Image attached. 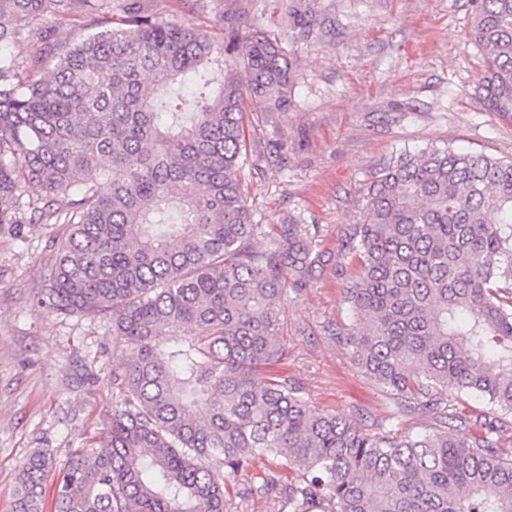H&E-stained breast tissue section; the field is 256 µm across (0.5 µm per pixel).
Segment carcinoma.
<instances>
[{"label": "carcinoma", "mask_w": 512, "mask_h": 512, "mask_svg": "<svg viewBox=\"0 0 512 512\" xmlns=\"http://www.w3.org/2000/svg\"><path fill=\"white\" fill-rule=\"evenodd\" d=\"M121 4L114 26L113 0H0V224L23 212L64 225L37 304L112 321L129 352L110 373L109 426L55 478L56 512H229L236 498L278 512H512L500 428L448 411L454 393L512 412V159L405 148L374 168L366 219L337 251L300 214L260 243L245 120L290 108L285 40L241 31L237 10L216 37ZM77 13L96 32L61 45L35 28ZM312 25L294 0L289 29L306 39ZM471 36L485 109L512 120V0H476ZM27 41L24 62L12 47ZM207 65L224 71L215 93L201 86ZM174 84L196 93L168 121L158 92ZM100 157L110 166L94 175ZM327 271L355 319L336 342L430 417L426 430L319 412L276 371L288 289ZM260 456L275 465L248 474ZM53 471L48 450L29 456L16 512H43Z\"/></svg>", "instance_id": "1"}]
</instances>
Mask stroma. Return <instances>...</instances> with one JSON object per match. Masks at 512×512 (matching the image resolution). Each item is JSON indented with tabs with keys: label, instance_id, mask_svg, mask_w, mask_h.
Instances as JSON below:
<instances>
[{
	"label": "stroma",
	"instance_id": "stroma-1",
	"mask_svg": "<svg viewBox=\"0 0 512 512\" xmlns=\"http://www.w3.org/2000/svg\"><path fill=\"white\" fill-rule=\"evenodd\" d=\"M317 19L311 41L289 38L294 101L285 112H252L256 129L243 170L262 224L302 214L320 249L363 220L361 189L377 163L429 141L512 158V121L484 109L476 87L483 53L467 31L472 0H304ZM164 18L213 30L219 11L239 8L243 28L288 29V0H144ZM60 224H0V512H15L19 467L37 448L56 468L93 444L112 416L107 375L124 353L109 324L56 317L35 294L49 283ZM288 358L279 372L319 410L371 426L423 427L363 374L333 329L353 318L341 288L323 275L289 292Z\"/></svg>",
	"mask_w": 512,
	"mask_h": 512
}]
</instances>
